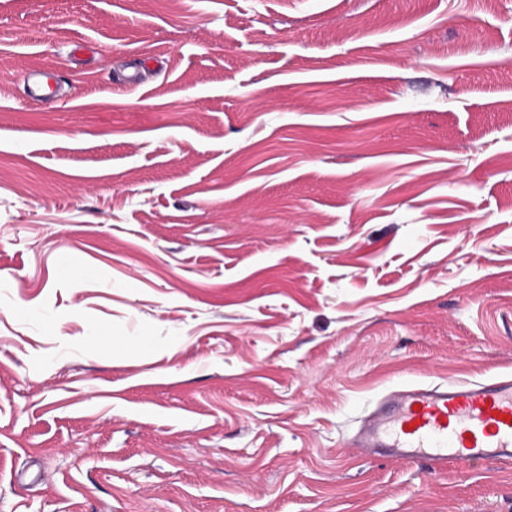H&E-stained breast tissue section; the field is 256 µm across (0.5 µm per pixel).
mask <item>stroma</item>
I'll return each instance as SVG.
<instances>
[{
	"instance_id": "stroma-1",
	"label": "stroma",
	"mask_w": 512,
	"mask_h": 512,
	"mask_svg": "<svg viewBox=\"0 0 512 512\" xmlns=\"http://www.w3.org/2000/svg\"><path fill=\"white\" fill-rule=\"evenodd\" d=\"M504 373L512 0H0V512H512L350 450ZM24 92L32 103L53 101L58 94L55 71L46 66H34L22 73Z\"/></svg>"
}]
</instances>
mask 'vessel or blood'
I'll return each instance as SVG.
<instances>
[{
    "label": "vessel or blood",
    "mask_w": 512,
    "mask_h": 512,
    "mask_svg": "<svg viewBox=\"0 0 512 512\" xmlns=\"http://www.w3.org/2000/svg\"><path fill=\"white\" fill-rule=\"evenodd\" d=\"M22 80L30 102L58 94L49 67H31ZM352 446L396 464L423 461L463 473L481 462L512 461V375L393 389L363 419Z\"/></svg>",
    "instance_id": "b4317fda"
}]
</instances>
